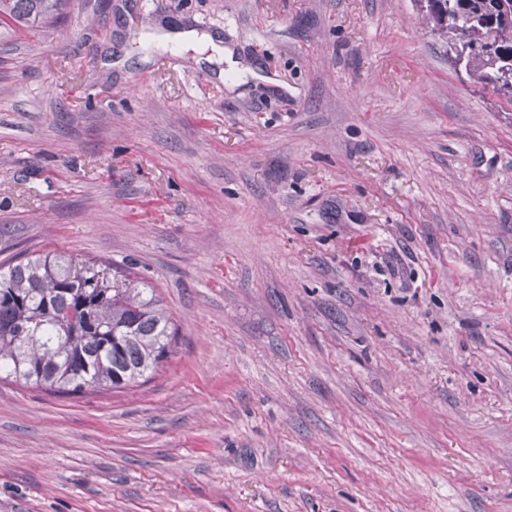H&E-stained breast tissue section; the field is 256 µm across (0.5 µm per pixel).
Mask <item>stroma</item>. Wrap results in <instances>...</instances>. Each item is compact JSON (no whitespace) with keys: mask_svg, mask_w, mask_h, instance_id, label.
Instances as JSON below:
<instances>
[{"mask_svg":"<svg viewBox=\"0 0 512 512\" xmlns=\"http://www.w3.org/2000/svg\"><path fill=\"white\" fill-rule=\"evenodd\" d=\"M208 33L209 63L152 34ZM128 267L130 389L0 380V512H512V105L419 0H70L0 31V264Z\"/></svg>","mask_w":512,"mask_h":512,"instance_id":"1","label":"stroma"}]
</instances>
